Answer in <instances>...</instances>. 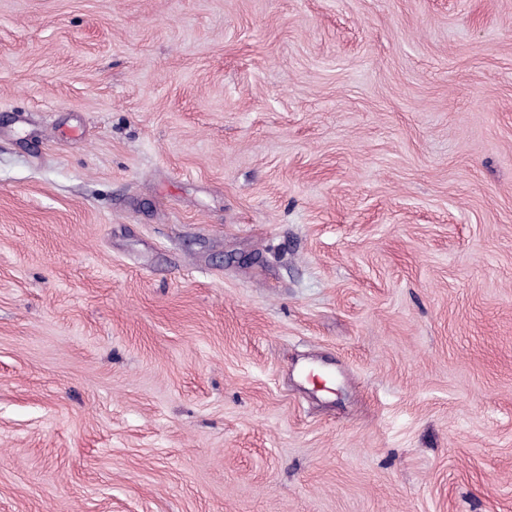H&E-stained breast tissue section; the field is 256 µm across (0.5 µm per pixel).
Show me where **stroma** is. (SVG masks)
<instances>
[{
	"mask_svg": "<svg viewBox=\"0 0 512 512\" xmlns=\"http://www.w3.org/2000/svg\"><path fill=\"white\" fill-rule=\"evenodd\" d=\"M0 512H512V0H0Z\"/></svg>",
	"mask_w": 512,
	"mask_h": 512,
	"instance_id": "1",
	"label": "stroma"
}]
</instances>
